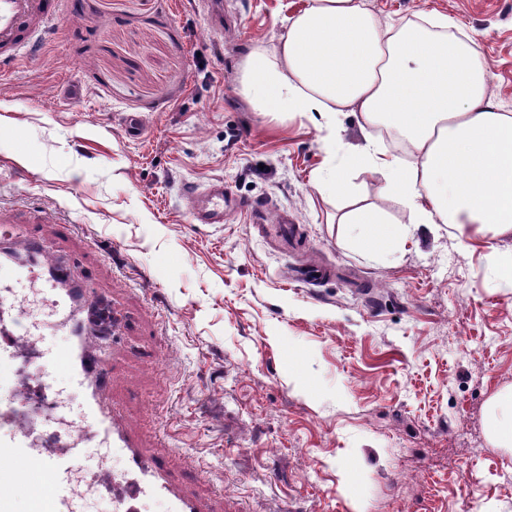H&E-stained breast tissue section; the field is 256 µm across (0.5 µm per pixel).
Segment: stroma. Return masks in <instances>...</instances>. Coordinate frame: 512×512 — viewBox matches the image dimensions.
I'll use <instances>...</instances> for the list:
<instances>
[{
	"instance_id": "obj_1",
	"label": "stroma",
	"mask_w": 512,
	"mask_h": 512,
	"mask_svg": "<svg viewBox=\"0 0 512 512\" xmlns=\"http://www.w3.org/2000/svg\"><path fill=\"white\" fill-rule=\"evenodd\" d=\"M66 0L54 36L0 68V208L44 213L21 231L74 225L72 277L111 303V402L154 417L149 447L194 472L212 512H512V449L491 441L490 398L512 386V288L445 224L372 257L343 240L349 201L408 218L369 174L347 200L314 181L334 156L315 113L251 109L240 72L275 50L302 0ZM381 20L448 16L472 37L512 113V0H367ZM138 117L140 133L125 129ZM213 181L286 216L299 241L267 242L245 215L197 224L186 189ZM302 264L334 277L298 282ZM12 336L39 324L65 349L44 293L13 280ZM56 411L82 391L41 359Z\"/></svg>"
}]
</instances>
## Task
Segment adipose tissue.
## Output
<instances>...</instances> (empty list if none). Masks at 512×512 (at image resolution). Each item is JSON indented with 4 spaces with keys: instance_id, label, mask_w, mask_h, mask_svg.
Instances as JSON below:
<instances>
[{
    "instance_id": "obj_1",
    "label": "adipose tissue",
    "mask_w": 512,
    "mask_h": 512,
    "mask_svg": "<svg viewBox=\"0 0 512 512\" xmlns=\"http://www.w3.org/2000/svg\"><path fill=\"white\" fill-rule=\"evenodd\" d=\"M284 24L275 52L256 47L242 62L256 111L320 113L331 145L338 114L356 112L407 145L402 156L366 139L321 174L320 193L349 196L352 173L368 171L409 212L395 225L369 206L346 211L339 221L352 246L375 256L420 224L448 225L474 244L512 236V113L492 100L474 39L457 37L441 14L383 23L365 0H306ZM486 427L498 447H512V388L491 399Z\"/></svg>"
}]
</instances>
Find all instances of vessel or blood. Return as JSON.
<instances>
[{
  "label": "vessel or blood",
  "instance_id": "obj_1",
  "mask_svg": "<svg viewBox=\"0 0 512 512\" xmlns=\"http://www.w3.org/2000/svg\"><path fill=\"white\" fill-rule=\"evenodd\" d=\"M61 12L62 0H0V65L36 52L53 34ZM189 197L191 216L198 224L223 223L225 210L239 207L225 196L220 181L194 188ZM85 349V342H78L55 354L52 362L88 388L79 425L83 437L109 443L125 459L123 481L112 484V512H138L139 500L152 495L166 498L170 512H208L206 503L177 478L176 461L154 456L145 446L141 427L105 405L112 365L103 357L85 358ZM85 460L86 450L77 442L60 455L36 447L14 426L9 404L0 402V512H16V490L22 482L30 488L28 512H82L73 482Z\"/></svg>",
  "mask_w": 512,
  "mask_h": 512
}]
</instances>
